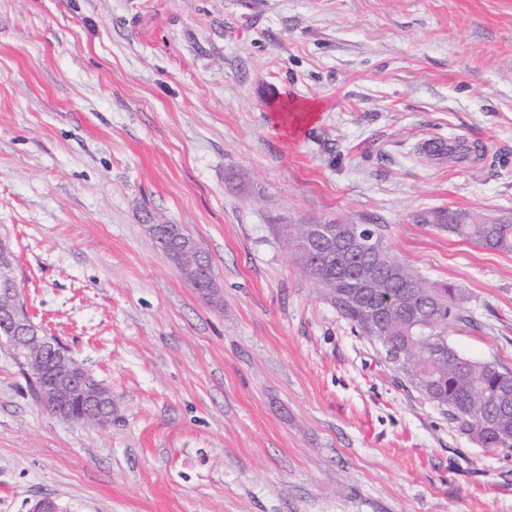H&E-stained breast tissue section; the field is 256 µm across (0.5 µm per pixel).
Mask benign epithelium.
I'll list each match as a JSON object with an SVG mask.
<instances>
[{
  "mask_svg": "<svg viewBox=\"0 0 512 512\" xmlns=\"http://www.w3.org/2000/svg\"><path fill=\"white\" fill-rule=\"evenodd\" d=\"M178 233L181 243L170 259L192 281V287L201 295H209L213 289L211 266L204 261L205 253L191 234L169 228L168 233ZM336 242V230L331 224H310L304 238L292 243L293 252L300 258L313 253L328 255ZM5 338L17 348L31 353L29 365L37 374L44 376L42 396L49 403V412L70 421L72 414L68 405L69 396L78 391L85 406L100 412V424L110 422L112 413L104 412L106 391L98 385L93 374L83 366L76 365L72 357L49 346L47 337L31 319L21 321L9 305L0 307V338Z\"/></svg>",
  "mask_w": 512,
  "mask_h": 512,
  "instance_id": "1",
  "label": "benign epithelium"
}]
</instances>
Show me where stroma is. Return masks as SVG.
<instances>
[{
  "label": "stroma",
  "instance_id": "35a3bbf8",
  "mask_svg": "<svg viewBox=\"0 0 512 512\" xmlns=\"http://www.w3.org/2000/svg\"><path fill=\"white\" fill-rule=\"evenodd\" d=\"M312 104L279 132L282 104ZM462 141L464 156H427ZM512 0H0V237L33 321L112 392L48 413L0 345V512H512V452L400 379L279 237L374 224L512 367ZM208 255L202 298L146 230ZM422 222L488 249L512 253V221L508 218L478 219L469 211L439 209L424 216Z\"/></svg>",
  "mask_w": 512,
  "mask_h": 512
}]
</instances>
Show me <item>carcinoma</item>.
<instances>
[{
  "mask_svg": "<svg viewBox=\"0 0 512 512\" xmlns=\"http://www.w3.org/2000/svg\"><path fill=\"white\" fill-rule=\"evenodd\" d=\"M423 222L488 249L512 253V220L479 219L458 209H439ZM369 233L378 251L377 278L363 288L354 287L331 268L341 262L336 253L311 271V277L337 312L363 336L382 347L395 345L405 354L396 366L412 388L444 408L461 433L477 438L485 448H501L512 436V368L496 361L473 360L448 344V327L470 322L463 307L464 293L450 284H434L393 254L379 229L368 224H339L338 230ZM386 304L382 323L370 321L366 307Z\"/></svg>",
  "mask_w": 512,
  "mask_h": 512,
  "instance_id": "cac0c4a2",
  "label": "carcinoma"
}]
</instances>
